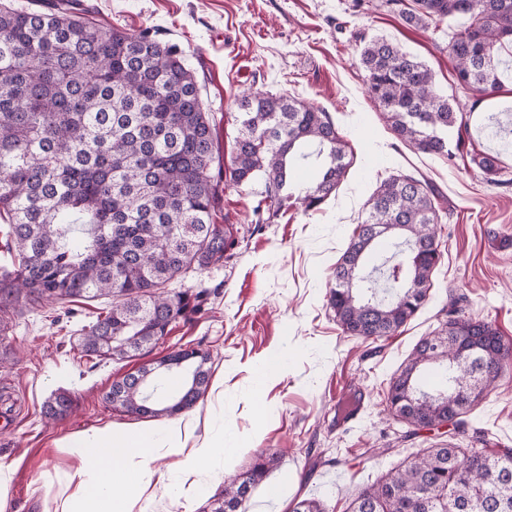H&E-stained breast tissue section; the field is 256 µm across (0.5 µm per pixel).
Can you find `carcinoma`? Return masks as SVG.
<instances>
[{"mask_svg": "<svg viewBox=\"0 0 512 512\" xmlns=\"http://www.w3.org/2000/svg\"><path fill=\"white\" fill-rule=\"evenodd\" d=\"M383 0L411 26L451 30L446 45L459 83L486 94L501 84L498 49L512 46V0ZM81 0L0 6V218L18 265L0 270L2 313L24 300L112 298L83 326L81 352L99 361L134 359L170 325L201 311L203 294L171 284L224 261L234 246L217 223L224 186L263 183L257 212L276 217L292 192L294 160L315 144L325 157L297 198L321 205L347 175L346 142L325 110L284 94L256 91L237 101L234 156L220 162L216 120L201 94L190 51L144 29L128 32L90 19ZM366 91L396 137L430 154L452 156L449 134L463 112L436 86L431 69L392 41L360 53ZM487 175L499 159L476 154ZM443 207L432 186L409 175L384 181L334 270L328 304L343 332L365 341L398 331L423 305L440 253L434 225ZM512 357L499 331L452 301L448 318L419 340L390 381V413L414 428L465 418L495 388ZM188 373L173 395L161 374ZM210 354L180 349L112 383L104 400L137 418L192 408L209 384ZM59 390L47 421L73 412ZM280 464L260 453L224 482L210 512H246L254 488ZM351 512H512V448L436 444L358 489Z\"/></svg>", "mask_w": 512, "mask_h": 512, "instance_id": "1", "label": "carcinoma"}]
</instances>
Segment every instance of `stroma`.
Masks as SVG:
<instances>
[{
    "label": "stroma",
    "mask_w": 512,
    "mask_h": 512,
    "mask_svg": "<svg viewBox=\"0 0 512 512\" xmlns=\"http://www.w3.org/2000/svg\"><path fill=\"white\" fill-rule=\"evenodd\" d=\"M104 26L137 31L192 52L202 93L215 114L220 153L231 161L236 129L229 122L243 91L285 93L327 110L343 136L349 175L308 210L259 220L256 188L227 185L218 223L235 246L224 263L190 274L180 288L206 290L204 310L177 320L152 358L199 348L209 352L213 379L192 409L195 439L233 437L242 446L215 456L201 475L183 473L175 458L149 462L148 512H209L227 476L263 451L281 452L247 512H289L294 498L322 499L326 512H348L352 494L413 455L439 432L408 440L386 411L389 382L419 340L439 327L443 307L460 299L466 313L492 322L512 345V79L493 96L464 90L445 52V32L411 27L381 0H87ZM383 37L425 63L449 98L463 107L465 148L452 158L425 154L398 140L371 101L360 64L361 37ZM502 159L499 184L486 181L474 154ZM431 183L448 215L436 227L441 261L427 299L391 336L363 341L346 335L328 305L333 271L380 183L398 173ZM105 300L19 304L0 336V512H55L73 457L60 438L106 425L140 421L115 411L103 395L135 372L139 360L81 357L78 339ZM285 357L283 375L255 390V370ZM68 390L74 412L49 423L42 406ZM487 447L512 446V363L467 418Z\"/></svg>",
    "instance_id": "obj_1"
}]
</instances>
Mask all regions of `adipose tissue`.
I'll use <instances>...</instances> for the list:
<instances>
[{"instance_id": "obj_1", "label": "adipose tissue", "mask_w": 512, "mask_h": 512, "mask_svg": "<svg viewBox=\"0 0 512 512\" xmlns=\"http://www.w3.org/2000/svg\"><path fill=\"white\" fill-rule=\"evenodd\" d=\"M195 425L187 418L158 429L108 426L61 439L59 448L78 465L67 479L75 490L61 500L60 512H132L150 484L147 461L161 454L198 472L207 469L223 444L191 442Z\"/></svg>"}]
</instances>
